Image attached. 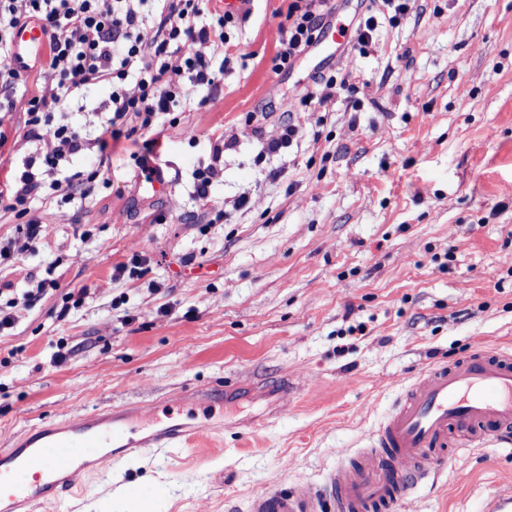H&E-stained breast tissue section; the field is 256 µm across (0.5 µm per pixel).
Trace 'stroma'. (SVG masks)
I'll list each match as a JSON object with an SVG mask.
<instances>
[{
    "label": "stroma",
    "instance_id": "1",
    "mask_svg": "<svg viewBox=\"0 0 512 512\" xmlns=\"http://www.w3.org/2000/svg\"><path fill=\"white\" fill-rule=\"evenodd\" d=\"M288 3L250 0L219 91L121 138L109 185L32 203L39 251L0 269L17 299L59 285L0 335V448L77 413L224 388L208 436L101 463L47 512H246L300 480L325 486L428 366L479 342L512 353V0H409L378 17L368 53L346 43L278 73ZM322 74L357 90L303 104ZM110 93L75 105L84 133L110 118ZM288 119L302 138L265 153ZM149 136L161 200L138 190ZM220 138L234 144L204 203L194 174ZM136 254L150 263L113 277ZM465 457H443L409 512H481L512 485V445Z\"/></svg>",
    "mask_w": 512,
    "mask_h": 512
}]
</instances>
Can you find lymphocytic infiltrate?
<instances>
[{
  "label": "lymphocytic infiltrate",
  "instance_id": "1",
  "mask_svg": "<svg viewBox=\"0 0 512 512\" xmlns=\"http://www.w3.org/2000/svg\"><path fill=\"white\" fill-rule=\"evenodd\" d=\"M333 13L330 0H290L288 22L277 28L275 70L290 71ZM237 21L211 0H0V147L9 139L16 91L31 71L12 64L18 25L44 28L49 54L43 68L51 76L28 99L22 133L27 142L47 143V150L30 156L23 171L0 169V207L23 220L18 237L0 242V264L38 248L43 226L27 216L33 199L93 192L108 172L110 144L122 137L127 117L149 131L157 115L188 99L189 87L219 89L234 59L224 56L217 68L212 53L229 43ZM104 84L112 88V116L91 139L61 116L84 91ZM90 155L95 163L89 170L66 174L74 159Z\"/></svg>",
  "mask_w": 512,
  "mask_h": 512
}]
</instances>
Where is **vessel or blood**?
Listing matches in <instances>:
<instances>
[{
  "mask_svg": "<svg viewBox=\"0 0 512 512\" xmlns=\"http://www.w3.org/2000/svg\"><path fill=\"white\" fill-rule=\"evenodd\" d=\"M47 40L40 25L16 29L14 64L41 57ZM133 413L109 409L29 430L0 449V507L5 512H45L72 490L89 462L65 456L68 448H175L211 429L167 424L142 432ZM512 441V354L478 345L463 358L423 371L368 438L365 452L333 473L325 488L255 496L249 512H391L430 478L448 448ZM62 449L46 457L43 447Z\"/></svg>",
  "mask_w": 512,
  "mask_h": 512,
  "instance_id": "b4317fda",
  "label": "vessel or blood"
}]
</instances>
